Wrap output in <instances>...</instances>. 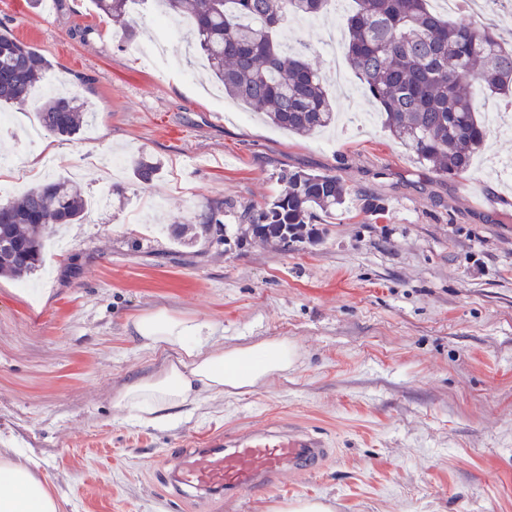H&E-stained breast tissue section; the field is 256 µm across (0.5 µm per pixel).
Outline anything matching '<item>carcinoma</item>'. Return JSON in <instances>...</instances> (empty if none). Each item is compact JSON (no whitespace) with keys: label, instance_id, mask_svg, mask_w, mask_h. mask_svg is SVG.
<instances>
[{"label":"carcinoma","instance_id":"1","mask_svg":"<svg viewBox=\"0 0 512 512\" xmlns=\"http://www.w3.org/2000/svg\"><path fill=\"white\" fill-rule=\"evenodd\" d=\"M134 0H93L98 12L121 22L134 35ZM190 24L185 47L207 60L210 76L224 94L291 133L323 132L336 125L332 97L309 60L311 47L288 41V17L329 14L335 0H153ZM345 19L343 42L351 69L384 111V127L419 162L459 176L484 148L488 124L473 87L506 98L512 107V48L490 27L451 24L430 0H356ZM51 61L12 35L0 33V105L26 98ZM87 102L72 92L40 106L42 130L70 139L83 126ZM133 174L142 184L161 171L139 158ZM285 193L241 215L262 241L288 250L316 243V224L346 208L348 190L333 174L290 169L281 174ZM87 209L75 182L46 179L15 198L0 201V275L22 281L42 264L46 240ZM28 253V260L19 251Z\"/></svg>","mask_w":512,"mask_h":512}]
</instances>
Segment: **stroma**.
<instances>
[{
  "instance_id": "stroma-1",
  "label": "stroma",
  "mask_w": 512,
  "mask_h": 512,
  "mask_svg": "<svg viewBox=\"0 0 512 512\" xmlns=\"http://www.w3.org/2000/svg\"><path fill=\"white\" fill-rule=\"evenodd\" d=\"M350 0L295 37L317 56L340 122L298 135L225 99L199 54L164 66L124 39L92 0H0L8 31L53 63L48 79L81 94L94 118L71 139L42 137L38 93L11 105L0 131V200L53 175L100 194L97 157L123 154L121 194L88 211L45 254L33 280L0 277V459L30 467L62 512H277L318 499L330 512H512V130L456 177L436 174L383 127L359 80L336 82L323 47ZM160 162L138 183L130 161ZM338 175L347 209L319 243L283 251L238 224L241 209L280 194L282 171ZM381 198L379 212L364 198ZM227 202L228 240L168 225L201 224ZM212 327V349L288 340V373L236 396L201 393L161 424L113 407L124 386L168 355L143 347L131 321L154 312ZM275 422L322 433L332 452L313 473L215 505L171 498L172 452Z\"/></svg>"
}]
</instances>
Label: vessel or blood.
<instances>
[{
	"label": "vessel or blood",
	"mask_w": 512,
	"mask_h": 512,
	"mask_svg": "<svg viewBox=\"0 0 512 512\" xmlns=\"http://www.w3.org/2000/svg\"><path fill=\"white\" fill-rule=\"evenodd\" d=\"M328 454L322 437L301 430L235 432L203 448L178 450L172 487L181 497L229 499L267 489L287 473L317 470Z\"/></svg>",
	"instance_id": "1"
}]
</instances>
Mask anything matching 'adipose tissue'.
<instances>
[{
    "label": "adipose tissue",
    "instance_id": "obj_1",
    "mask_svg": "<svg viewBox=\"0 0 512 512\" xmlns=\"http://www.w3.org/2000/svg\"><path fill=\"white\" fill-rule=\"evenodd\" d=\"M133 328L144 347L169 352L170 357L158 372L125 386L113 406L155 424L201 392L237 395L287 373L296 358L295 347L285 340L208 351L206 322L164 312L135 317ZM0 512H61V505L32 470L4 461L0 463Z\"/></svg>",
    "mask_w": 512,
    "mask_h": 512
}]
</instances>
